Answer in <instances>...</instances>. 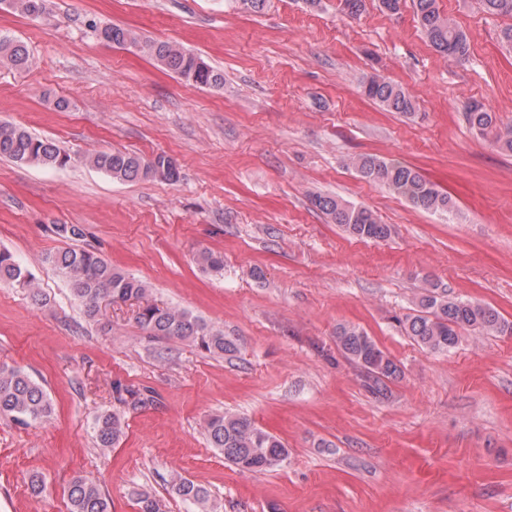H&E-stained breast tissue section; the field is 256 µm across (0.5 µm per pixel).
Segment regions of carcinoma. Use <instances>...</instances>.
I'll return each mask as SVG.
<instances>
[{
	"instance_id": "carcinoma-1",
	"label": "carcinoma",
	"mask_w": 512,
	"mask_h": 512,
	"mask_svg": "<svg viewBox=\"0 0 512 512\" xmlns=\"http://www.w3.org/2000/svg\"><path fill=\"white\" fill-rule=\"evenodd\" d=\"M9 7L26 16L43 13V0H7ZM417 23L433 48L441 55L464 61L469 56L466 34L443 15L437 0H412ZM481 10L489 15L512 19V0H479ZM97 36L113 45L133 47L162 69L185 83L199 88L220 90L224 73L212 67L201 55L171 41L148 40L130 28L113 24L94 27ZM17 71L33 66L28 45L10 37H0V66ZM364 95L388 112L406 117L416 114V102L401 85L379 75L363 86ZM470 128L484 137L492 135L497 150L512 156V124L498 123L495 113L482 103L466 107ZM0 157L19 165L55 168L65 165L69 156L52 140L31 135L10 123L0 122ZM86 163L118 182H136L157 178V169L168 171L166 180L179 179L176 161L165 153L144 156L127 150H102L91 153ZM350 165L368 181L375 182L404 198L414 208L429 213H448L453 203L448 195L429 181L418 169L388 162L374 155H357ZM315 205L350 237L360 240H385L392 228L383 224L369 208L339 197L318 196ZM52 231L66 239L80 240L85 229L76 224H55ZM196 260L205 271L218 273L221 259L202 249ZM57 274L67 283L83 315L95 320L102 301L114 304L140 301L135 320L149 339L167 338L188 341L200 350L222 357L236 351L233 340L185 309L160 306L147 300L146 282L118 270L98 253L87 249L66 248L47 257ZM0 283L27 290L29 297L42 304L45 298L37 288L35 275L7 250L0 249ZM400 326L419 346L431 353L446 354L454 348L461 332L477 331L483 335L511 336L512 321L493 307L477 301L448 296L439 284L427 281L416 298L414 313L399 320ZM336 345L348 360L361 368L368 390L385 398L387 382L400 375L399 366L385 354L363 329L350 324L336 328ZM112 398L123 407L137 409L154 401L149 388H135L120 381L112 383ZM52 404L44 387L23 370L0 363V417L21 424L48 419ZM125 423L116 413H104L95 422L96 447H114L124 434ZM205 432L211 447L218 449L224 461L241 471L264 474L288 460L289 451L274 435L256 426L250 419L232 411L212 413L205 420ZM171 495L188 504L192 512H217V504L205 486L182 476L170 482ZM130 496L137 512H165L164 499L154 492L135 487ZM69 512H110L111 502L99 484L76 475L67 485Z\"/></svg>"
}]
</instances>
